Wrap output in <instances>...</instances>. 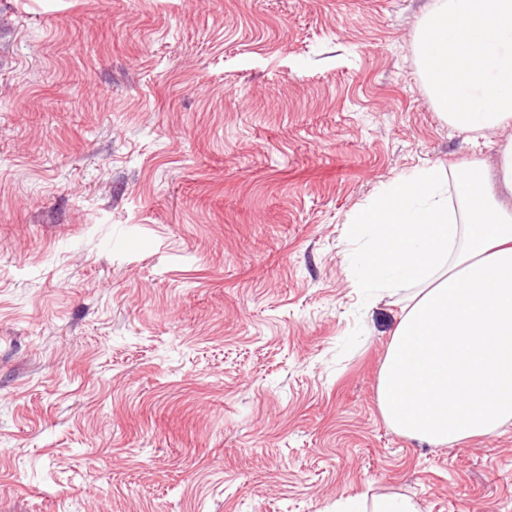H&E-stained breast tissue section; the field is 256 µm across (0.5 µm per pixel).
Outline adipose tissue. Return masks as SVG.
Listing matches in <instances>:
<instances>
[{
  "label": "adipose tissue",
  "instance_id": "adipose-tissue-1",
  "mask_svg": "<svg viewBox=\"0 0 512 512\" xmlns=\"http://www.w3.org/2000/svg\"><path fill=\"white\" fill-rule=\"evenodd\" d=\"M497 178L479 161L425 165L394 179L350 219L356 284L403 306L377 402L396 432L432 447L512 423V142Z\"/></svg>",
  "mask_w": 512,
  "mask_h": 512
}]
</instances>
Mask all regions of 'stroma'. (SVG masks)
<instances>
[{
    "instance_id": "35a3bbf8",
    "label": "stroma",
    "mask_w": 512,
    "mask_h": 512,
    "mask_svg": "<svg viewBox=\"0 0 512 512\" xmlns=\"http://www.w3.org/2000/svg\"><path fill=\"white\" fill-rule=\"evenodd\" d=\"M432 0H0V512H512V425L431 448L377 384L350 215L495 173L429 97ZM370 512H420L410 499L382 497L372 501Z\"/></svg>"
}]
</instances>
